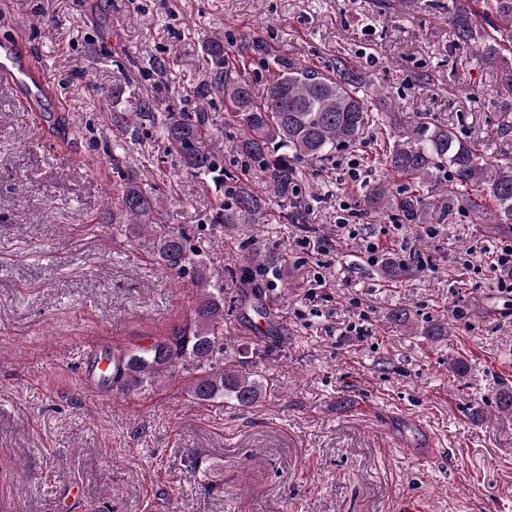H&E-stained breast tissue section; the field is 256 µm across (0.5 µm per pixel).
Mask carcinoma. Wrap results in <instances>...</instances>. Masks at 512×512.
Instances as JSON below:
<instances>
[{"label": "carcinoma", "mask_w": 512, "mask_h": 512, "mask_svg": "<svg viewBox=\"0 0 512 512\" xmlns=\"http://www.w3.org/2000/svg\"><path fill=\"white\" fill-rule=\"evenodd\" d=\"M455 36L476 46V57L499 63L506 87L512 91V0H452L449 8ZM245 54L268 76L248 79L238 72L239 59L226 36L206 39L202 58L207 80L197 89L198 109L188 112L168 105L158 112L159 98H143L134 112L112 113V125L131 132L138 140L146 125L161 126L178 162L187 174L198 178L216 172L224 175V203L215 220L229 230L237 224L267 222V200L247 181L225 171L220 153L205 139L206 105L213 97L224 106L239 130L238 152L245 164H254L270 179L274 194L286 198L293 192L299 168L323 163L341 148L365 143L368 130L386 133L379 161L392 177H405L408 190L395 183L371 185L363 204L383 213L415 220L431 206L424 189L436 186L448 202L447 211L466 210L485 215L486 224H512V160L490 159L470 141L463 140L448 125L429 117L416 129H405L397 115L377 117L367 105L368 93L391 98L383 86L371 88L364 73L345 62L325 69L280 59L269 67L264 43H251ZM112 170L119 178V212L112 223L134 224L149 230L142 244L166 268L179 276L190 275L191 284L205 290L194 309L191 326L168 340L143 346L112 361L111 382L135 388L152 384L188 356L202 374L191 385V395L204 403L221 400L241 407L262 397V384L235 366L224 364L216 353L220 337L217 325L224 318V305L217 293L206 290L204 265L191 257L182 233L150 232L159 197L144 180L122 169V159L112 153ZM274 263L273 256L249 252L242 259L239 280L240 314L268 320L260 303L259 278Z\"/></svg>", "instance_id": "obj_1"}]
</instances>
